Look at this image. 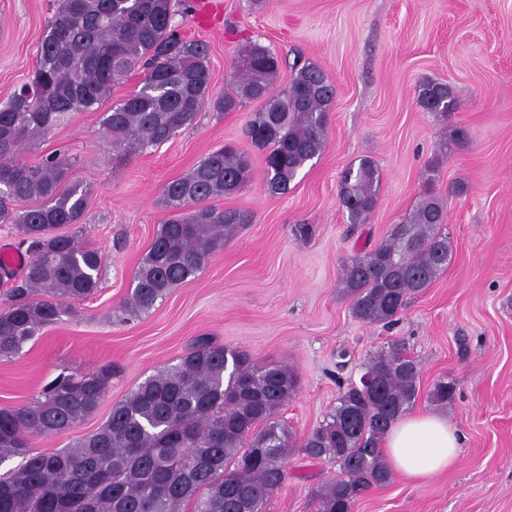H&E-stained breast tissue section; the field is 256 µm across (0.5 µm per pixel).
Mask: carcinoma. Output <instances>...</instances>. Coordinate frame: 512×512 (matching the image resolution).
<instances>
[{
  "instance_id": "carcinoma-1",
  "label": "carcinoma",
  "mask_w": 512,
  "mask_h": 512,
  "mask_svg": "<svg viewBox=\"0 0 512 512\" xmlns=\"http://www.w3.org/2000/svg\"><path fill=\"white\" fill-rule=\"evenodd\" d=\"M176 6L177 0H60L40 38L32 83L0 107V224L14 225L31 254L0 307V359L21 356L70 313L71 302L91 296L99 284L101 251L61 232L80 223L91 203L72 160L61 153L36 165L19 159L58 116L102 112L113 150L129 156L170 140L210 100L217 112L256 102L246 132L264 152L271 194L288 190L325 147L336 88L319 66L303 65L277 91V54L249 44L230 88L214 98L208 48L181 39L171 26ZM137 67L140 88L110 103L115 81ZM417 101L444 117L459 105L448 85L434 81L418 86ZM437 164L427 165L424 190L389 237L343 264V291L365 323L393 325L452 262L448 212L432 190ZM252 173L250 156L225 145L163 186L169 215L134 274L122 313L150 311L195 277L224 238L252 222L246 210L209 204L239 191ZM380 183L369 157L343 170L340 200L349 223L367 222ZM363 373L376 385H339L334 409L297 442L279 418L296 391L295 371L202 336L178 363L112 405L97 431L68 448L34 453L32 438L66 433L97 409L114 371L107 364L80 376L61 374L33 402L0 408V464L22 458L0 476V512H267L296 448L337 467L312 490L313 512H354L369 490L392 480L382 444L414 403L421 367L402 341L392 340L369 356ZM454 396V385L444 379L429 392L441 406Z\"/></svg>"
}]
</instances>
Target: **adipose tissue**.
Segmentation results:
<instances>
[{"instance_id":"adipose-tissue-1","label":"adipose tissue","mask_w":512,"mask_h":512,"mask_svg":"<svg viewBox=\"0 0 512 512\" xmlns=\"http://www.w3.org/2000/svg\"><path fill=\"white\" fill-rule=\"evenodd\" d=\"M460 440L447 421L424 412L401 417L384 442L390 467L416 479H426L451 467Z\"/></svg>"}]
</instances>
